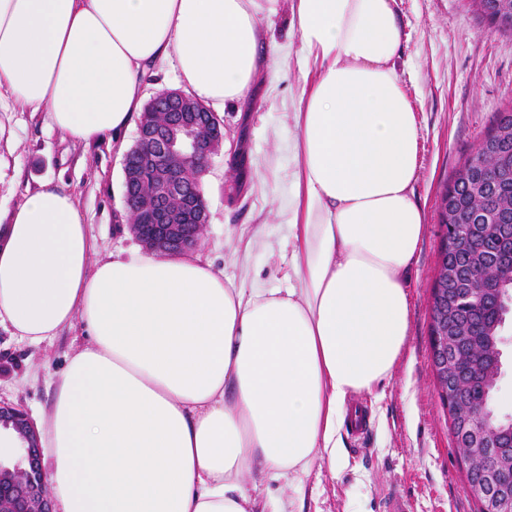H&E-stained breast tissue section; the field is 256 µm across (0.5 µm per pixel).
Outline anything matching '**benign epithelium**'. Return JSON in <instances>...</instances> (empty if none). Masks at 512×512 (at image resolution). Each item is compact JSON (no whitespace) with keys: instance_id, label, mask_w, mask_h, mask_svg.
I'll return each mask as SVG.
<instances>
[{"instance_id":"1","label":"benign epithelium","mask_w":512,"mask_h":512,"mask_svg":"<svg viewBox=\"0 0 512 512\" xmlns=\"http://www.w3.org/2000/svg\"><path fill=\"white\" fill-rule=\"evenodd\" d=\"M138 138L150 146L142 162L124 158V197L132 231L152 251L179 255L192 249L209 223L201 182H187L176 168L154 177L151 190L142 195L138 184L147 178L152 161L164 155H188L207 164L224 142V124L182 90H163L147 102L138 124ZM174 202L193 206L194 223L181 224ZM466 337L448 334L442 321L431 339L434 370L442 383L454 369L453 353ZM0 425L12 427L23 440L12 467L0 464V512H53L46 494L44 448L37 428L23 410L0 402ZM459 441L471 449L470 457L492 458L476 482L466 485L481 512H512V436L502 433L494 417L459 429Z\"/></svg>"}]
</instances>
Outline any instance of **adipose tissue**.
<instances>
[{"mask_svg": "<svg viewBox=\"0 0 512 512\" xmlns=\"http://www.w3.org/2000/svg\"><path fill=\"white\" fill-rule=\"evenodd\" d=\"M279 0H0V111L123 147L151 67L205 107L245 101L260 16ZM395 0H291L288 284H238L193 258L90 264L75 197L27 194L0 225V323L41 343L82 319L43 415L60 512H295L269 486L341 468L354 396L391 376L405 278L425 232L418 127Z\"/></svg>", "mask_w": 512, "mask_h": 512, "instance_id": "obj_1", "label": "adipose tissue"}]
</instances>
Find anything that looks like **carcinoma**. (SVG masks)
<instances>
[{
    "mask_svg": "<svg viewBox=\"0 0 512 512\" xmlns=\"http://www.w3.org/2000/svg\"><path fill=\"white\" fill-rule=\"evenodd\" d=\"M476 12L503 34H512V0H473ZM176 167L187 177L197 176V163L186 157H161L154 168ZM441 200L439 223L456 226L458 249L441 250L452 276L434 299V316L446 311L471 330L478 342L485 327L504 321L512 301V223L496 216L512 209V107L502 110L473 155L456 170ZM465 375L480 387L489 369L485 357L462 363Z\"/></svg>",
    "mask_w": 512,
    "mask_h": 512,
    "instance_id": "cac0c4a2",
    "label": "carcinoma"
}]
</instances>
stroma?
I'll return each mask as SVG.
<instances>
[{"mask_svg": "<svg viewBox=\"0 0 512 512\" xmlns=\"http://www.w3.org/2000/svg\"><path fill=\"white\" fill-rule=\"evenodd\" d=\"M290 0L260 18L266 33L262 76L244 109L224 108L228 150L213 155L204 188L210 221L196 256L235 282L261 276L278 288L288 271L283 241L288 227L276 210L288 194L291 171L278 142L291 120L288 98L303 76L296 57L276 47L289 38ZM403 26L397 71L416 112L419 173L415 197L426 231L406 283L409 336L388 383L363 396L369 430L342 436L347 462L333 471L314 467L305 480L303 512H386L388 492L409 512H479L465 490L467 465L449 430L448 410L431 369L430 308L443 229L438 200L455 170L471 155L501 110L512 105V36L496 32L471 0H396ZM13 149H0V224L27 192L56 187L75 195L88 226L91 263L142 251L130 230L124 202L123 158L111 137L90 145L63 140L44 114L23 108L0 112ZM90 338L82 322L33 346L0 326V401L39 421L68 359ZM502 368L490 405L512 412V313L502 332Z\"/></svg>", "mask_w": 512, "mask_h": 512, "instance_id": "stroma-1", "label": "stroma"}]
</instances>
